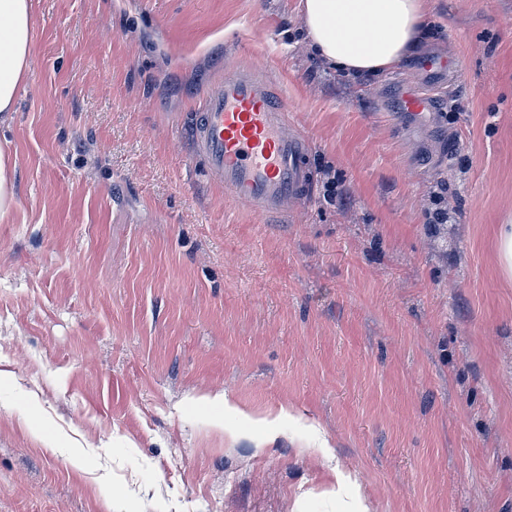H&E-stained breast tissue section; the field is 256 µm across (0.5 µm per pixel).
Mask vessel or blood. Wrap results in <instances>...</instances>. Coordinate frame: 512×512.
I'll return each instance as SVG.
<instances>
[{
    "label": "vessel or blood",
    "mask_w": 512,
    "mask_h": 512,
    "mask_svg": "<svg viewBox=\"0 0 512 512\" xmlns=\"http://www.w3.org/2000/svg\"><path fill=\"white\" fill-rule=\"evenodd\" d=\"M460 66V60L442 54L422 58V86L402 90L404 111L414 117L435 112L432 88ZM192 139L209 175L258 214L283 212L310 187V141L291 121L287 99L253 67L225 69L202 104Z\"/></svg>",
    "instance_id": "b4317fda"
}]
</instances>
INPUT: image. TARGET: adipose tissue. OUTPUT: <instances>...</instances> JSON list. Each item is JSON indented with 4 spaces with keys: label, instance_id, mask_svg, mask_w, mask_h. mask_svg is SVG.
Returning a JSON list of instances; mask_svg holds the SVG:
<instances>
[{
    "label": "adipose tissue",
    "instance_id": "adipose-tissue-1",
    "mask_svg": "<svg viewBox=\"0 0 512 512\" xmlns=\"http://www.w3.org/2000/svg\"><path fill=\"white\" fill-rule=\"evenodd\" d=\"M301 31L315 57L348 75L406 59L428 24L421 0H300ZM31 0H0V131L10 129L31 58Z\"/></svg>",
    "mask_w": 512,
    "mask_h": 512
}]
</instances>
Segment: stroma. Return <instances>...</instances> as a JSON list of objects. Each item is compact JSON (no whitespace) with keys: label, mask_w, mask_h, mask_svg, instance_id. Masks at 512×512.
<instances>
[{"label":"stroma","mask_w":512,"mask_h":512,"mask_svg":"<svg viewBox=\"0 0 512 512\" xmlns=\"http://www.w3.org/2000/svg\"><path fill=\"white\" fill-rule=\"evenodd\" d=\"M297 4L33 0L0 512H512V0H424L429 36L376 77L316 59ZM435 47L462 68L423 131L399 92ZM240 61L312 143L281 215L192 157ZM498 266L502 275L512 278V224H500L495 241Z\"/></svg>","instance_id":"35a3bbf8"}]
</instances>
